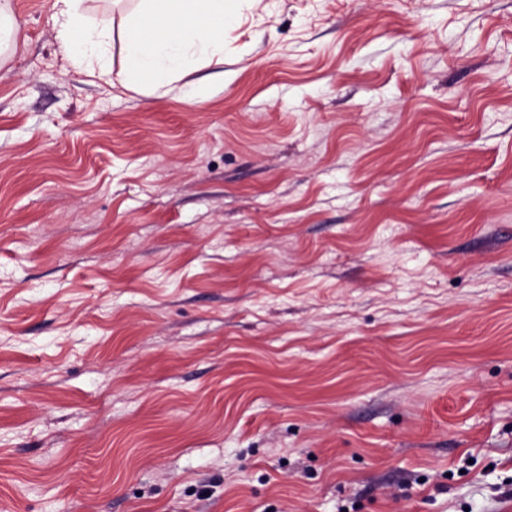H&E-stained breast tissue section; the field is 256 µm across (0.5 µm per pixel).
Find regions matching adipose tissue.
<instances>
[{
  "mask_svg": "<svg viewBox=\"0 0 512 512\" xmlns=\"http://www.w3.org/2000/svg\"><path fill=\"white\" fill-rule=\"evenodd\" d=\"M227 0H136L120 20L92 17L88 0H52L51 22L62 54L88 73L125 89L155 90L179 82L224 55ZM125 45L119 72L101 66L114 38Z\"/></svg>",
  "mask_w": 512,
  "mask_h": 512,
  "instance_id": "1",
  "label": "adipose tissue"
}]
</instances>
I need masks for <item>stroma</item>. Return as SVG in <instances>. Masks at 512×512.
Listing matches in <instances>:
<instances>
[{
    "label": "stroma",
    "instance_id": "35a3bbf8",
    "mask_svg": "<svg viewBox=\"0 0 512 512\" xmlns=\"http://www.w3.org/2000/svg\"><path fill=\"white\" fill-rule=\"evenodd\" d=\"M13 5L0 512H512V0H234L163 95Z\"/></svg>",
    "mask_w": 512,
    "mask_h": 512
}]
</instances>
